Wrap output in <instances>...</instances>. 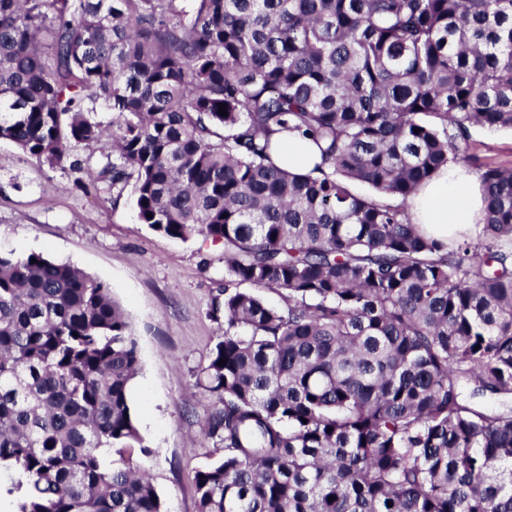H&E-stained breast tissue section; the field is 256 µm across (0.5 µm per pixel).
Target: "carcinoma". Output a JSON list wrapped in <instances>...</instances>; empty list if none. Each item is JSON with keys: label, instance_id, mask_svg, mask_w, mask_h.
<instances>
[{"label": "carcinoma", "instance_id": "1", "mask_svg": "<svg viewBox=\"0 0 512 512\" xmlns=\"http://www.w3.org/2000/svg\"><path fill=\"white\" fill-rule=\"evenodd\" d=\"M475 126L512 130V0H0V140L79 171L94 146L84 189L223 246L197 512H512V169L480 174V245L407 210ZM294 132L308 173L274 161ZM139 371L103 282L0 252L18 512H165L112 460Z\"/></svg>", "mask_w": 512, "mask_h": 512}]
</instances>
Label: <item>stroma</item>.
I'll return each instance as SVG.
<instances>
[{
	"label": "stroma",
	"instance_id": "stroma-1",
	"mask_svg": "<svg viewBox=\"0 0 512 512\" xmlns=\"http://www.w3.org/2000/svg\"><path fill=\"white\" fill-rule=\"evenodd\" d=\"M468 154L477 174L512 168V132L470 128ZM75 179L0 141V251L41 253L109 285L141 361L129 396L145 447L126 456L149 469L167 512H197L195 474L218 456L200 428L213 400L198 379L224 334L211 312L224 287V250L156 232L138 221L130 196L116 203Z\"/></svg>",
	"mask_w": 512,
	"mask_h": 512
}]
</instances>
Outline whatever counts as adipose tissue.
I'll use <instances>...</instances> for the list:
<instances>
[{
    "label": "adipose tissue",
    "mask_w": 512,
    "mask_h": 512,
    "mask_svg": "<svg viewBox=\"0 0 512 512\" xmlns=\"http://www.w3.org/2000/svg\"><path fill=\"white\" fill-rule=\"evenodd\" d=\"M484 207L477 177L461 169H444L422 184L409 204V215L429 237L444 242L457 232H481Z\"/></svg>",
    "instance_id": "1"
}]
</instances>
